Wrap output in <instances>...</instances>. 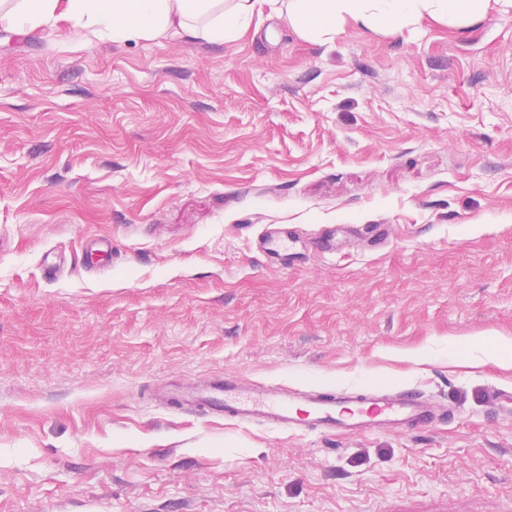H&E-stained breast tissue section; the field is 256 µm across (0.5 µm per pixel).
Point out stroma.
<instances>
[{
  "label": "stroma",
  "instance_id": "35a3bbf8",
  "mask_svg": "<svg viewBox=\"0 0 512 512\" xmlns=\"http://www.w3.org/2000/svg\"><path fill=\"white\" fill-rule=\"evenodd\" d=\"M271 224L287 256L256 251ZM489 334L512 338V15L326 42L266 8L224 44L0 22V512H512ZM227 374L448 417L325 436L162 398Z\"/></svg>",
  "mask_w": 512,
  "mask_h": 512
}]
</instances>
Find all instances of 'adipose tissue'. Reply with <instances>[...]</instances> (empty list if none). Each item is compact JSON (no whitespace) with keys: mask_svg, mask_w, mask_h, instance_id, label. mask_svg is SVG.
I'll list each match as a JSON object with an SVG mask.
<instances>
[{"mask_svg":"<svg viewBox=\"0 0 512 512\" xmlns=\"http://www.w3.org/2000/svg\"><path fill=\"white\" fill-rule=\"evenodd\" d=\"M262 0H0V18L28 32L66 18L112 41L181 37L212 43L244 34ZM512 13V0H288L285 22L306 39L328 41L346 22L397 32L431 19L464 27L489 13Z\"/></svg>","mask_w":512,"mask_h":512,"instance_id":"adipose-tissue-1","label":"adipose tissue"}]
</instances>
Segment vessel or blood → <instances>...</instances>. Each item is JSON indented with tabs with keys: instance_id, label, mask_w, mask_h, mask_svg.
I'll use <instances>...</instances> for the list:
<instances>
[{
	"instance_id": "b4317fda",
	"label": "vessel or blood",
	"mask_w": 512,
	"mask_h": 512,
	"mask_svg": "<svg viewBox=\"0 0 512 512\" xmlns=\"http://www.w3.org/2000/svg\"><path fill=\"white\" fill-rule=\"evenodd\" d=\"M292 232L284 226L258 237V252L287 251ZM177 410H197L239 423H261L284 432L354 435L376 430L391 432L425 427L445 419L447 412L423 393L402 389L387 393L375 388L338 392L304 391L283 385L244 382L227 376L203 391L172 397Z\"/></svg>"
}]
</instances>
